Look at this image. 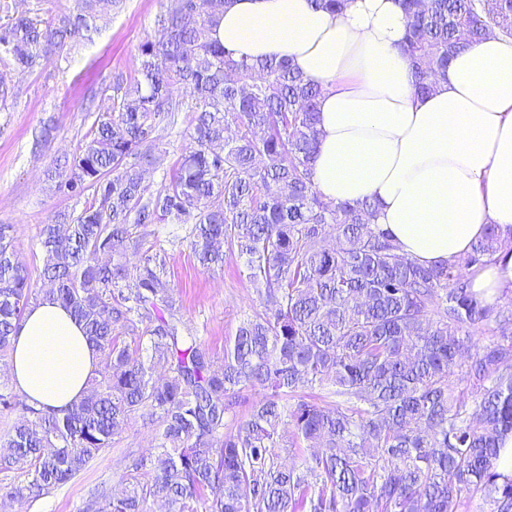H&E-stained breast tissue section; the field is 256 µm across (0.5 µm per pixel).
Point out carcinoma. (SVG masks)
Listing matches in <instances>:
<instances>
[{
  "label": "carcinoma",
  "mask_w": 512,
  "mask_h": 512,
  "mask_svg": "<svg viewBox=\"0 0 512 512\" xmlns=\"http://www.w3.org/2000/svg\"><path fill=\"white\" fill-rule=\"evenodd\" d=\"M229 0H168L140 45L134 76L55 166L54 190L93 195L44 224L40 283L0 224V352L31 303L58 300L103 369L79 403L19 411L0 435L2 499H36L82 473L132 416L155 426L156 452L125 457L124 490L89 492L85 512H460L462 492L512 512V477L494 461L512 434V302L473 292L468 272L512 250L489 228L467 255L424 266L375 224L373 202L335 203L313 181L321 89L283 58L236 57L211 33ZM116 0H78L47 19L0 4V64L22 74L95 32ZM404 45L421 94L480 38L512 37V0H403ZM188 97V144L169 183L144 184L160 124ZM234 134H229L230 126ZM193 219L200 267L237 251L261 311L216 367L182 320L165 262L138 229ZM493 324L496 339L473 342ZM464 384L475 398L454 397ZM244 420L227 428L239 404ZM291 456L283 458L281 449Z\"/></svg>",
  "instance_id": "carcinoma-1"
}]
</instances>
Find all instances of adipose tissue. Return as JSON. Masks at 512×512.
Masks as SVG:
<instances>
[{"instance_id":"ef3b65f1","label":"adipose tissue","mask_w":512,"mask_h":512,"mask_svg":"<svg viewBox=\"0 0 512 512\" xmlns=\"http://www.w3.org/2000/svg\"><path fill=\"white\" fill-rule=\"evenodd\" d=\"M401 0H351L342 15L311 0H230L213 32L251 58H289L321 86L313 179L336 202L367 198L405 257L441 265L487 225L512 239V39L490 36L454 58L445 81L417 95L403 51ZM487 299L512 298V252L471 275ZM9 372L29 405L64 409L85 394L100 356L59 303H33Z\"/></svg>"}]
</instances>
